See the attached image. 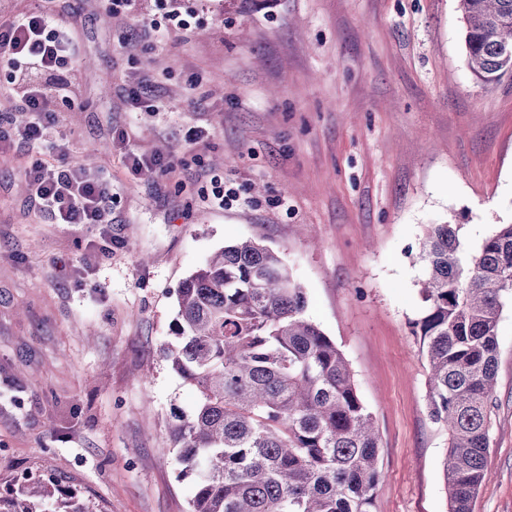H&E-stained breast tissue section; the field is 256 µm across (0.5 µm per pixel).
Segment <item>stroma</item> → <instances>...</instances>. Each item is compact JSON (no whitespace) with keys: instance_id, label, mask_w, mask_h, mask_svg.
<instances>
[{"instance_id":"1","label":"stroma","mask_w":512,"mask_h":512,"mask_svg":"<svg viewBox=\"0 0 512 512\" xmlns=\"http://www.w3.org/2000/svg\"><path fill=\"white\" fill-rule=\"evenodd\" d=\"M0 0L71 30L74 108L48 142L112 184L109 227L55 224L31 196L43 157L0 71V493L49 475L96 512H188L170 449L196 389L164 359L177 290L218 248L278 252L306 315L347 357L381 437L374 512H448V433L428 416L412 323L417 245L459 225L478 250L512 222V78L468 70L458 0ZM146 88L153 111L128 92ZM201 137L186 144L185 129ZM174 162L129 172L127 152ZM236 194L204 205L213 175ZM72 267L60 277L57 260ZM488 479L473 512H512V303L502 311Z\"/></svg>"}]
</instances>
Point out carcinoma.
Listing matches in <instances>:
<instances>
[{"instance_id": "obj_1", "label": "carcinoma", "mask_w": 512, "mask_h": 512, "mask_svg": "<svg viewBox=\"0 0 512 512\" xmlns=\"http://www.w3.org/2000/svg\"><path fill=\"white\" fill-rule=\"evenodd\" d=\"M466 64L491 85L512 75V0H458ZM426 304L412 322L427 367V410L448 431L441 461L449 512H472L486 477L498 328L512 301V224L471 252L454 224L419 244ZM173 370L198 390L169 432L190 512H372L380 434L348 360L305 317L282 257L241 240L215 252L177 292ZM0 512H92L80 492L23 476Z\"/></svg>"}]
</instances>
